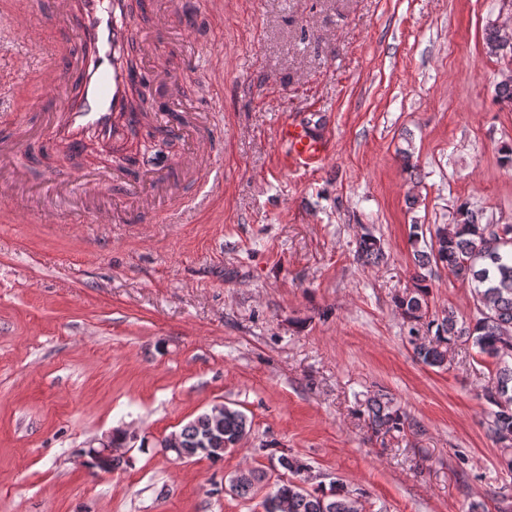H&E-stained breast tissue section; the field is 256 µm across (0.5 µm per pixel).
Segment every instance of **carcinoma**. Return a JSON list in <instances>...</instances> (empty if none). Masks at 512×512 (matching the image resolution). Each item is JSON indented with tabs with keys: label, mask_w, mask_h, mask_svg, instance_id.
Returning a JSON list of instances; mask_svg holds the SVG:
<instances>
[{
	"label": "carcinoma",
	"mask_w": 512,
	"mask_h": 512,
	"mask_svg": "<svg viewBox=\"0 0 512 512\" xmlns=\"http://www.w3.org/2000/svg\"><path fill=\"white\" fill-rule=\"evenodd\" d=\"M484 42L489 54L512 61V44H503L498 26L486 29ZM483 213L465 205L457 208L453 223L412 224L409 241L418 271L412 287L395 296V307L406 322L407 338L415 357L429 367L448 366L453 345L463 339L472 343L482 356L495 361L496 372L484 389L485 400L494 406L489 413L488 435L501 449L500 465L512 472V225L484 224ZM356 258L375 264L385 258L380 240L370 233L357 241ZM442 265L473 288L476 316L458 320L454 311L442 319L428 315L426 297L432 267ZM366 413L376 432L402 433L407 415L391 400L375 395L366 400ZM222 419L213 410L199 414L178 432L186 458L203 456L213 461L250 433L251 421L238 409L222 405ZM278 464L289 473L278 479L264 497L265 512H363V492L336 482L331 491L309 490L301 475L308 465L294 456L282 454ZM267 481L266 473L248 469L237 472L229 489L238 497L252 498Z\"/></svg>",
	"instance_id": "obj_1"
}]
</instances>
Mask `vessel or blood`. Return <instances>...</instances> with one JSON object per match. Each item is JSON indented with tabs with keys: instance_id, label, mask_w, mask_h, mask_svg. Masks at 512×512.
I'll return each mask as SVG.
<instances>
[{
	"instance_id": "obj_1",
	"label": "vessel or blood",
	"mask_w": 512,
	"mask_h": 512,
	"mask_svg": "<svg viewBox=\"0 0 512 512\" xmlns=\"http://www.w3.org/2000/svg\"><path fill=\"white\" fill-rule=\"evenodd\" d=\"M202 0H177L167 14H152L144 18L142 12L130 10L128 0H56L59 14L72 18L77 25L76 39L58 38L42 42L37 32H29L38 49L26 58L25 67L38 73L42 84L55 87L67 84L71 93L55 116L49 136L53 142L65 144L70 150L82 151L87 134L109 141L122 135L115 119L127 110L130 87L147 83L160 92L165 103L172 105L182 96L181 88L193 75L192 69L175 71L162 65L148 70H131L126 58L132 50L154 55L160 37L174 21H186L196 14ZM279 141L286 145L288 161L295 166H309L321 162L329 146L320 134L300 122H284L277 131ZM28 145L22 134L0 138V158L14 163L17 180H24L27 167L23 162ZM220 149L210 133L198 135L194 157L186 165L195 174L197 183L186 197V205H207L210 183L224 179L219 164ZM174 172L139 171L136 178H128L125 171L113 170L109 183L92 181L87 171H70L62 175L63 183L97 195L110 190L115 194L134 195L142 208H150L156 192L168 187Z\"/></svg>"
}]
</instances>
